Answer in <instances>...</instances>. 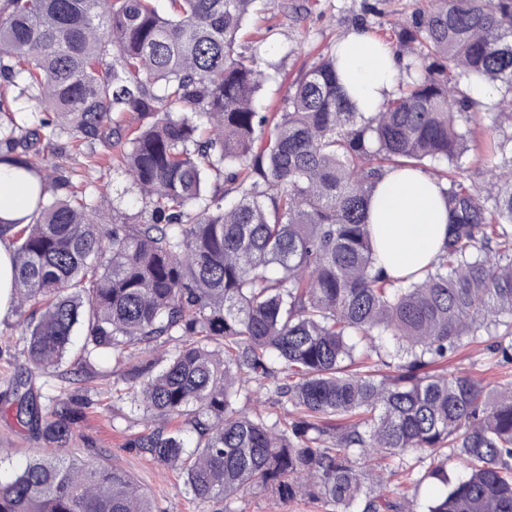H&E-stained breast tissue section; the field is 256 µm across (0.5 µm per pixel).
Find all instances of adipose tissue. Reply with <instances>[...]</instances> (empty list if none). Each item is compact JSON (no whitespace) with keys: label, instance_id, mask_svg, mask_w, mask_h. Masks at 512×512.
<instances>
[{"label":"adipose tissue","instance_id":"1","mask_svg":"<svg viewBox=\"0 0 512 512\" xmlns=\"http://www.w3.org/2000/svg\"><path fill=\"white\" fill-rule=\"evenodd\" d=\"M338 53L342 82L356 110L377 111L398 75L392 54L358 32L343 38ZM369 217L381 265L394 277L421 270L446 240V200L434 180L419 170L385 173L376 184Z\"/></svg>","mask_w":512,"mask_h":512}]
</instances>
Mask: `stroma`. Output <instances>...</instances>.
<instances>
[{
    "label": "stroma",
    "instance_id": "obj_1",
    "mask_svg": "<svg viewBox=\"0 0 512 512\" xmlns=\"http://www.w3.org/2000/svg\"><path fill=\"white\" fill-rule=\"evenodd\" d=\"M430 5V0H276L272 6L259 5L257 13L246 22L244 39L255 43L262 65L271 75L259 92L262 102L269 109H277L299 72L347 34L408 21L416 9ZM475 118L482 131V144L466 153L462 163L478 181L489 184L495 181L498 170L481 161V147L498 132L512 130V125L494 126L484 106L478 107ZM95 150L98 166L94 170H86L83 156L73 155L67 161L68 168L76 172L79 188L95 197L104 194L116 199L117 217L136 214L141 200L126 178L113 171L108 147L99 143ZM17 321L14 312L0 315V448L13 449L15 458L21 460L41 448L42 443L6 416L10 405L3 396L24 365L22 347L17 343ZM444 370L473 374L492 389L503 380H512V364L496 366L493 356L478 344L462 348L449 358ZM145 430L140 412L132 410L129 401L115 403L98 396L75 425L72 440L62 454L92 464L108 462L125 468L151 497L157 512H326L320 502L285 503L262 487L248 488L225 504H197L175 471L129 447V440Z\"/></svg>",
    "mask_w": 512,
    "mask_h": 512
}]
</instances>
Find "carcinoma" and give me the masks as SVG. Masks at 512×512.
Here are the masks:
<instances>
[{
  "label": "carcinoma",
  "mask_w": 512,
  "mask_h": 512,
  "mask_svg": "<svg viewBox=\"0 0 512 512\" xmlns=\"http://www.w3.org/2000/svg\"><path fill=\"white\" fill-rule=\"evenodd\" d=\"M156 2L0 0V163L28 187L26 215L0 220L27 361L13 418L46 444L0 473V512H155L127 471L55 453L103 353L125 367L112 398L166 422L130 446L201 503L259 486L332 512H512V383L437 371L478 342L512 362V133L488 148L508 175L484 187L461 166L468 90L512 94V0L412 14L393 50L411 75L370 113L334 50L263 111L270 74L240 43L256 0ZM122 112L151 121L128 132ZM98 142L139 192L133 224H108L56 162ZM401 168L441 186L448 236L395 278L368 210ZM37 376L68 393L39 401ZM413 454L432 460L417 478ZM426 480L423 509L376 493Z\"/></svg>",
  "instance_id": "carcinoma-1"
}]
</instances>
